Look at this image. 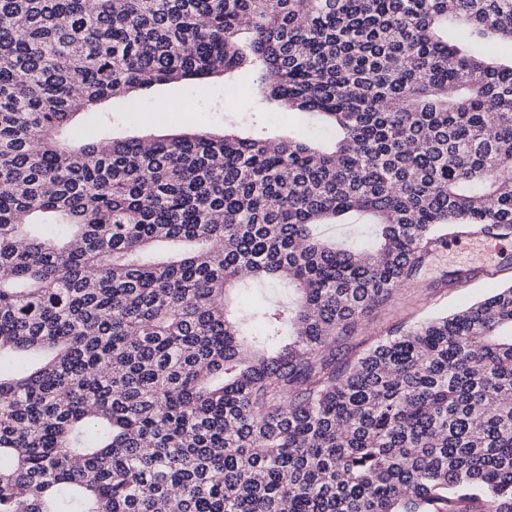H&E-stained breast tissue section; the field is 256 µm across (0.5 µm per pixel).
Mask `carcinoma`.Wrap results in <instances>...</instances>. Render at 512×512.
<instances>
[{
    "instance_id": "cac0c4a2",
    "label": "carcinoma",
    "mask_w": 512,
    "mask_h": 512,
    "mask_svg": "<svg viewBox=\"0 0 512 512\" xmlns=\"http://www.w3.org/2000/svg\"><path fill=\"white\" fill-rule=\"evenodd\" d=\"M500 41L512 0H0V512H512V283L351 343L512 234ZM243 68L334 146L84 134Z\"/></svg>"
}]
</instances>
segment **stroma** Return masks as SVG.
<instances>
[{"instance_id": "obj_1", "label": "stroma", "mask_w": 512, "mask_h": 512, "mask_svg": "<svg viewBox=\"0 0 512 512\" xmlns=\"http://www.w3.org/2000/svg\"><path fill=\"white\" fill-rule=\"evenodd\" d=\"M255 83L251 72L242 71L230 81L215 78L194 84L153 86L141 97L140 112H127L122 105H113L112 134L163 136L196 129L219 132L232 125L246 131H264L273 139L318 136V128L300 113L247 111L244 101ZM161 101L166 104L162 111L157 108ZM500 263L503 270L493 278L480 277L466 287L449 288L441 281L453 272V265L445 260L429 262L420 270L415 284L398 290L393 309L364 326L360 340H372L383 326L394 325L400 319L412 323L466 308L512 281V249L503 253Z\"/></svg>"}]
</instances>
